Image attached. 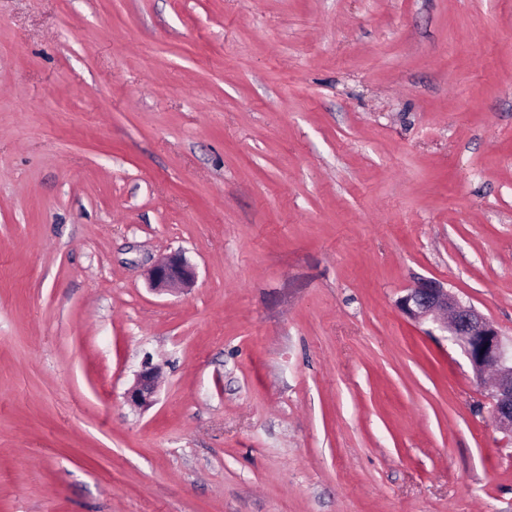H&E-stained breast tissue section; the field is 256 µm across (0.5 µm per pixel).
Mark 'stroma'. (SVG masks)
<instances>
[{
    "label": "stroma",
    "instance_id": "obj_1",
    "mask_svg": "<svg viewBox=\"0 0 512 512\" xmlns=\"http://www.w3.org/2000/svg\"><path fill=\"white\" fill-rule=\"evenodd\" d=\"M423 278L512 341V0H0V512H512ZM147 278L153 290L166 292L192 284L195 272L182 254L173 253L152 265L147 271ZM155 367L146 358L134 384L125 393L126 402L136 409H147L155 402Z\"/></svg>",
    "mask_w": 512,
    "mask_h": 512
}]
</instances>
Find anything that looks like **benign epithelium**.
Instances as JSON below:
<instances>
[{
    "mask_svg": "<svg viewBox=\"0 0 512 512\" xmlns=\"http://www.w3.org/2000/svg\"><path fill=\"white\" fill-rule=\"evenodd\" d=\"M152 289L158 292L177 290L193 283V267L180 253L170 254L147 271ZM399 307L413 320H447L439 329L448 332L478 374L491 369L494 380L489 393L491 412L498 429L512 437V343L504 340L498 327L474 306L462 302L433 280H422L399 300ZM155 367L144 360L134 384L125 393L126 402L136 409H146L155 402Z\"/></svg>",
    "mask_w": 512,
    "mask_h": 512,
    "instance_id": "7a95c632",
    "label": "benign epithelium"
}]
</instances>
